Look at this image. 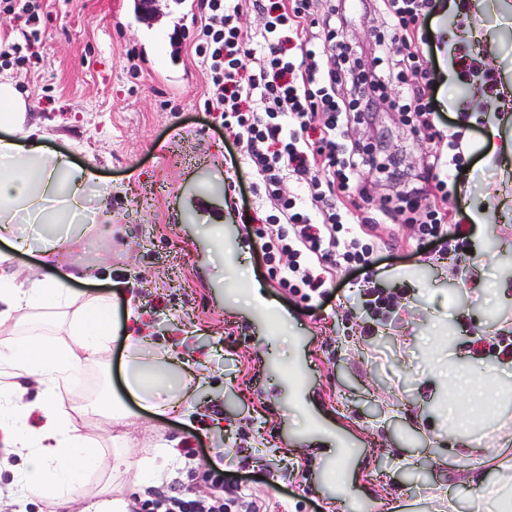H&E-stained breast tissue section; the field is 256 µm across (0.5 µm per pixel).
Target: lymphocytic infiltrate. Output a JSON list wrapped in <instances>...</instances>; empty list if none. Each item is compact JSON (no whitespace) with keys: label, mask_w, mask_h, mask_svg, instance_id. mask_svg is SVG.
<instances>
[{"label":"lymphocytic infiltrate","mask_w":512,"mask_h":512,"mask_svg":"<svg viewBox=\"0 0 512 512\" xmlns=\"http://www.w3.org/2000/svg\"><path fill=\"white\" fill-rule=\"evenodd\" d=\"M379 7L371 49L345 40L351 17L346 0H195L189 45L205 71L208 104L219 112L237 154L246 160L251 189L267 208L256 228L270 275L303 302L327 300L332 268L371 265L375 238L366 227L386 223L336 207V191L360 188L375 167L374 143L346 141L345 128L373 126L378 112H393L412 134L440 120L431 95L432 77L422 47L430 35L422 18L439 0H374ZM263 17L245 30L244 11ZM22 19L17 36L0 42V65H19L42 43L41 0H0V13ZM398 97L386 100V84ZM466 165L461 137L428 154L423 166L441 194L456 189ZM293 181L296 193L284 191ZM441 254L468 246L461 229L445 227L443 214L427 207L409 218ZM211 492L191 498L164 495L137 500L130 512H230L224 471L210 470Z\"/></svg>","instance_id":"obj_1"}]
</instances>
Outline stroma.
<instances>
[{"instance_id": "35a3bbf8", "label": "stroma", "mask_w": 512, "mask_h": 512, "mask_svg": "<svg viewBox=\"0 0 512 512\" xmlns=\"http://www.w3.org/2000/svg\"><path fill=\"white\" fill-rule=\"evenodd\" d=\"M179 0H159L151 22L135 0H43L51 20L37 59L0 69L33 105L49 151L90 166L111 188L109 207L87 223L71 263L102 261L95 282L76 292L133 299L134 332L154 354L176 355L191 415L152 417L135 411L126 424L100 415L122 393L127 355L122 339L84 363L62 391L79 433L109 465L88 478L71 500L21 493L0 472V512H84L101 500H147L170 489L209 491L203 480L216 449L227 450L224 483L241 487L232 512H498L476 502L477 481L512 492V371L493 350L512 337V112L494 108L480 87L460 92L443 77L440 59L477 32L482 61L499 83L512 82V0H470L468 14L431 17L437 43L426 60L444 133H462L473 160L455 194L437 199L449 224L468 225L469 252L441 258L421 241L418 225L377 224L381 244L367 269L332 271L331 296L311 308L271 278L249 218L261 200L241 203L251 173L239 163L228 179L232 141L218 113L205 111V75L196 58L172 44L181 27ZM385 144L368 181L363 211L379 209L402 189L386 169L400 159L416 187L421 159L435 147L380 116ZM208 161V173L189 166ZM214 189L207 212L193 213L202 186ZM484 216L481 224L473 216ZM372 280L390 294L392 312L367 311L357 291ZM261 301H252V290ZM278 317L266 335L252 333L262 303ZM479 372H472V360ZM304 376H296V367ZM488 396L487 415L451 419L441 376ZM294 399L295 409L283 407ZM352 445L343 491L321 497L315 468L327 443ZM173 447L166 476L140 482L135 469L112 467Z\"/></svg>"}]
</instances>
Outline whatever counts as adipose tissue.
<instances>
[{
	"label": "adipose tissue",
	"mask_w": 512,
	"mask_h": 512,
	"mask_svg": "<svg viewBox=\"0 0 512 512\" xmlns=\"http://www.w3.org/2000/svg\"><path fill=\"white\" fill-rule=\"evenodd\" d=\"M0 233L17 252L29 249L27 238L14 235L18 224H52L56 230L42 240V254L50 262L52 275L16 283L15 273L0 271V326L15 312L54 304L71 308L70 318L61 326L31 325L29 339L0 353V364L17 375L39 377L44 390L39 400L44 424L38 432L25 426L29 406L21 394L0 397V438L23 461L20 478L26 493H51L60 498L75 494L85 483L88 471L100 470L103 459L97 449L76 435L61 396L84 362L105 352L115 336H123L128 351L125 388L144 410L161 416L175 408L179 386H170L161 396L151 375L170 367L171 359L149 361L146 340L134 332L122 333L115 316L112 295L76 293L72 281L92 282L98 277L96 263L72 270L60 256L78 250L80 226L85 211V188L94 180L91 167L73 165L67 155L45 151L30 143L34 132L28 123V105L8 80L0 81Z\"/></svg>",
	"instance_id": "1"
}]
</instances>
